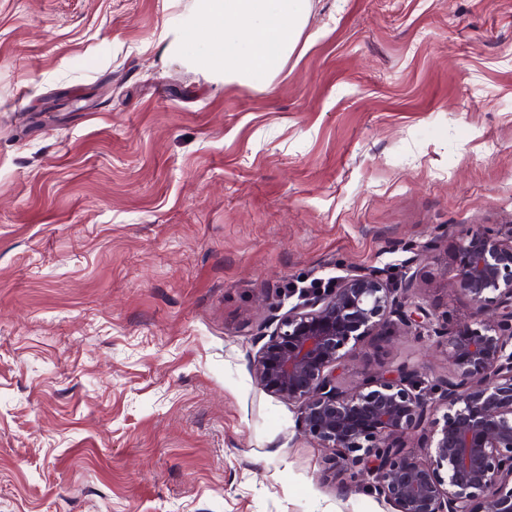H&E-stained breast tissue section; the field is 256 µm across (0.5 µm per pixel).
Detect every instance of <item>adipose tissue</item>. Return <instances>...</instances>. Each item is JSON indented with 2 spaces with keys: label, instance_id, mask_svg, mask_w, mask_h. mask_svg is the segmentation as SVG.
<instances>
[{
  "label": "adipose tissue",
  "instance_id": "obj_1",
  "mask_svg": "<svg viewBox=\"0 0 512 512\" xmlns=\"http://www.w3.org/2000/svg\"><path fill=\"white\" fill-rule=\"evenodd\" d=\"M309 14L310 0H201L192 28L218 33L224 51L206 52L197 63L223 68L225 81L242 85L275 77Z\"/></svg>",
  "mask_w": 512,
  "mask_h": 512
}]
</instances>
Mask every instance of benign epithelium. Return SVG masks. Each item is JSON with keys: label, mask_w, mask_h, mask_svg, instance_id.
Returning a JSON list of instances; mask_svg holds the SVG:
<instances>
[{"label": "benign epithelium", "mask_w": 512, "mask_h": 512, "mask_svg": "<svg viewBox=\"0 0 512 512\" xmlns=\"http://www.w3.org/2000/svg\"><path fill=\"white\" fill-rule=\"evenodd\" d=\"M433 249L430 241L413 252L398 288L368 271L312 289L279 319L251 369L298 405L349 488L368 477L394 512H474L480 496L485 512H512V225L461 234L454 284L472 308L454 330L433 326L415 300L413 267ZM412 330L445 347L448 374L426 387L403 365L341 387L338 364L364 337Z\"/></svg>", "instance_id": "obj_1"}]
</instances>
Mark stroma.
Masks as SVG:
<instances>
[{"label": "stroma", "instance_id": "stroma-1", "mask_svg": "<svg viewBox=\"0 0 512 512\" xmlns=\"http://www.w3.org/2000/svg\"><path fill=\"white\" fill-rule=\"evenodd\" d=\"M272 80L196 64L198 0H0V512H393L251 361L301 277L512 225V0H311ZM427 336H369L352 387Z\"/></svg>", "mask_w": 512, "mask_h": 512}]
</instances>
